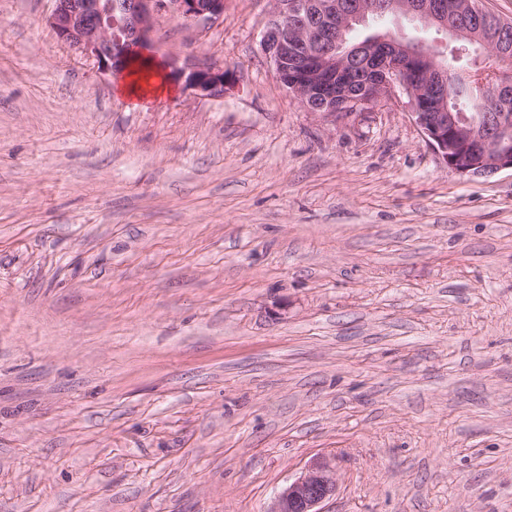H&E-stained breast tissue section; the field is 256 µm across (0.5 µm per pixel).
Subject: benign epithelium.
I'll return each instance as SVG.
<instances>
[{"label":"benign epithelium","instance_id":"7a95c632","mask_svg":"<svg viewBox=\"0 0 512 512\" xmlns=\"http://www.w3.org/2000/svg\"><path fill=\"white\" fill-rule=\"evenodd\" d=\"M47 23L57 38L75 52L96 59L113 74L125 59L150 47L155 11L172 10L200 22L224 18V0H54ZM279 9L262 37V50L276 78L314 113L351 115L405 94L411 116L446 167L467 177H486L512 170V115L486 112L482 128L477 115L448 111V73L437 57L415 52L392 34H378L367 43L346 45L343 29L323 20L337 13L361 23L375 12L406 15L441 30L448 28V7L441 0H353L342 9L338 0H277ZM384 55L374 68L371 46ZM170 73L183 88L203 97L224 95L226 71L212 65L177 67ZM470 80L490 88L494 97L512 95V84L497 80L491 67L469 73ZM336 493L333 460L322 457L276 496L268 512H323L320 505Z\"/></svg>","mask_w":512,"mask_h":512}]
</instances>
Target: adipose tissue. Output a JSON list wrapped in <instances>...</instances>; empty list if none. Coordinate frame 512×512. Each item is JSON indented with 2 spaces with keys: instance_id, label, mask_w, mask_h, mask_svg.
<instances>
[{
  "instance_id": "obj_1",
  "label": "adipose tissue",
  "mask_w": 512,
  "mask_h": 512,
  "mask_svg": "<svg viewBox=\"0 0 512 512\" xmlns=\"http://www.w3.org/2000/svg\"><path fill=\"white\" fill-rule=\"evenodd\" d=\"M114 88L117 94L136 107L160 101L176 91L165 66L153 58L144 63L135 61L127 65L116 78Z\"/></svg>"
}]
</instances>
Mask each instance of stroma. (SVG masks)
<instances>
[{
  "label": "stroma",
  "mask_w": 512,
  "mask_h": 512,
  "mask_svg": "<svg viewBox=\"0 0 512 512\" xmlns=\"http://www.w3.org/2000/svg\"><path fill=\"white\" fill-rule=\"evenodd\" d=\"M54 6L0 0V512H268L325 455L324 512H512V171L444 166L400 94L306 111L275 0L155 14L230 88L145 107Z\"/></svg>",
  "instance_id": "1"
}]
</instances>
